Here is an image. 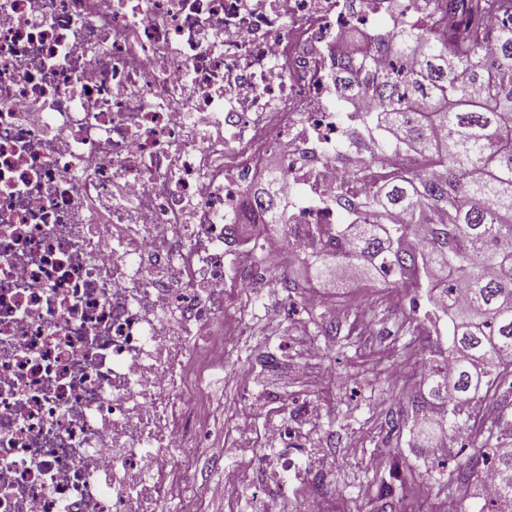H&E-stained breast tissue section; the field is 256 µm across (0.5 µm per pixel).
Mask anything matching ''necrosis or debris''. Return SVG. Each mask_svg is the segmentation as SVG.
I'll list each match as a JSON object with an SVG mask.
<instances>
[{
  "instance_id": "necrosis-or-debris-1",
  "label": "necrosis or debris",
  "mask_w": 512,
  "mask_h": 512,
  "mask_svg": "<svg viewBox=\"0 0 512 512\" xmlns=\"http://www.w3.org/2000/svg\"><path fill=\"white\" fill-rule=\"evenodd\" d=\"M346 0H0V512H202L189 441L224 367L236 242L276 168L335 224L327 54Z\"/></svg>"
}]
</instances>
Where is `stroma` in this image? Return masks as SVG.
I'll list each match as a JSON object with an SVG mask.
<instances>
[{"label": "stroma", "instance_id": "obj_1", "mask_svg": "<svg viewBox=\"0 0 512 512\" xmlns=\"http://www.w3.org/2000/svg\"><path fill=\"white\" fill-rule=\"evenodd\" d=\"M270 287L257 295L231 288L225 318L244 302L253 312L247 333L228 339L224 368L208 386L210 437L193 448L199 484L224 482L242 452L237 428L243 405L255 408L248 425L250 451L258 465L221 498L207 499L204 512H256V493L288 486V512H303L312 489H320L328 512H381L383 490H391L403 512H443L448 498L461 500L465 512H479L475 452L488 428L512 422V389L480 399L469 428L459 437L448 466L453 477L423 462L410 428L423 391L420 367L436 355L439 338L424 317H410L409 299L393 288L349 279L324 287L307 274L304 263L281 271L267 262ZM294 288L282 287V278ZM336 302V334H328L320 310L303 301L307 290ZM320 348L310 356L309 344ZM272 364L260 368V359ZM317 401L322 415L299 417L303 402ZM286 430L270 440L269 420Z\"/></svg>", "mask_w": 512, "mask_h": 512}]
</instances>
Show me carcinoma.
<instances>
[{
  "label": "carcinoma",
  "instance_id": "1",
  "mask_svg": "<svg viewBox=\"0 0 512 512\" xmlns=\"http://www.w3.org/2000/svg\"><path fill=\"white\" fill-rule=\"evenodd\" d=\"M392 2L402 19L356 53L330 56L336 97L375 100L343 128L331 159L365 178L356 150L421 156L424 167L376 176L369 189L336 190L337 224H308L314 277L347 265L365 280L425 290L430 323H448V347L427 359V397L410 433L414 447L466 429L477 383L512 375V0ZM502 16L492 29L489 13ZM271 172L249 193L243 223H290ZM401 217L403 222L393 223ZM427 225L416 238L417 226ZM480 456L496 470L492 509L512 512V431H488Z\"/></svg>",
  "mask_w": 512,
  "mask_h": 512
}]
</instances>
